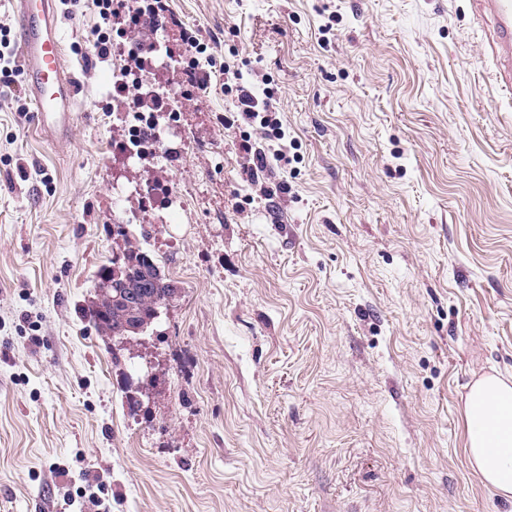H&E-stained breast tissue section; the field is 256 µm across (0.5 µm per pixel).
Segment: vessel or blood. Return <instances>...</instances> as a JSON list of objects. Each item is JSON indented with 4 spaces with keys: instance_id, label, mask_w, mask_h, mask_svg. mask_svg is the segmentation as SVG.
Instances as JSON below:
<instances>
[{
    "instance_id": "b4317fda",
    "label": "vessel or blood",
    "mask_w": 512,
    "mask_h": 512,
    "mask_svg": "<svg viewBox=\"0 0 512 512\" xmlns=\"http://www.w3.org/2000/svg\"><path fill=\"white\" fill-rule=\"evenodd\" d=\"M20 25L21 68L26 92L36 107L38 126L56 140L70 129L79 85L62 57L55 0H13ZM489 27L488 44L494 78L512 100V0H474Z\"/></svg>"
}]
</instances>
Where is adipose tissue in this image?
Segmentation results:
<instances>
[{"mask_svg":"<svg viewBox=\"0 0 512 512\" xmlns=\"http://www.w3.org/2000/svg\"><path fill=\"white\" fill-rule=\"evenodd\" d=\"M467 460L481 481L512 496V384L488 376L471 387L464 406Z\"/></svg>","mask_w":512,"mask_h":512,"instance_id":"obj_1","label":"adipose tissue"}]
</instances>
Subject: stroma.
Segmentation results:
<instances>
[{
	"mask_svg": "<svg viewBox=\"0 0 512 512\" xmlns=\"http://www.w3.org/2000/svg\"><path fill=\"white\" fill-rule=\"evenodd\" d=\"M168 4L285 136L225 129L224 76L183 98L181 59L142 69L179 97L156 157L114 153L127 54L57 0L69 139L0 80V512H512L465 452L469 385L512 381V109L472 0ZM244 135L281 154L257 186ZM134 245L175 293L127 352L81 309Z\"/></svg>",
	"mask_w": 512,
	"mask_h": 512,
	"instance_id": "35a3bbf8",
	"label": "stroma"
}]
</instances>
